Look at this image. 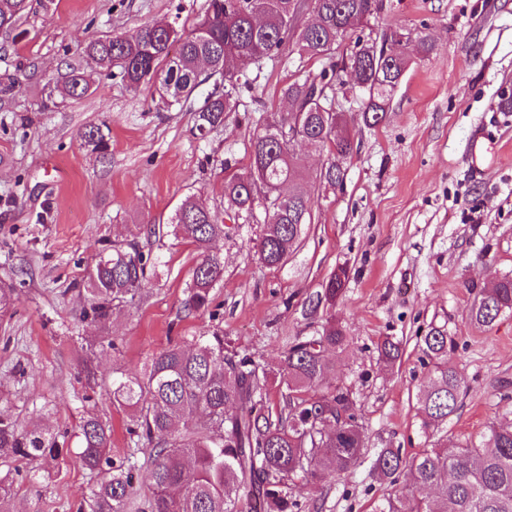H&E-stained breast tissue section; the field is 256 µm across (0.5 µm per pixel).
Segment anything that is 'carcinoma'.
<instances>
[{"instance_id":"1","label":"carcinoma","mask_w":512,"mask_h":512,"mask_svg":"<svg viewBox=\"0 0 512 512\" xmlns=\"http://www.w3.org/2000/svg\"><path fill=\"white\" fill-rule=\"evenodd\" d=\"M310 19L297 18L302 0H208L205 14L178 29L171 53L164 23H145L131 34L94 37L80 47L90 67L115 70L127 87L143 86L172 108L188 101L212 80L214 90L195 110L200 137L224 126V114L237 112L247 70L256 61L293 53L325 63L317 74L298 72L283 87L290 110L261 125L246 146L249 169L224 179L222 196L233 221L258 224L260 260L283 264L311 223V198L294 152L296 140L319 145L329 158L320 178L343 184V163L354 151L338 112L319 110L323 93H334L336 72H343L361 99L366 124H378L406 67V43L392 32L381 42L353 37L379 9L378 0H311ZM30 0H0V31L17 29ZM67 95L81 98L91 88V74L69 66L63 76ZM82 140L99 154L109 144L102 128L92 126ZM165 234L193 244L198 257L185 305L205 311L213 288L224 279V259L210 246L226 235L205 205L186 197L169 224H146L124 239L105 241L87 267L80 316L103 323L116 308L136 305L148 283L160 275L139 235ZM512 311V276L484 289L471 311L483 326ZM348 345L343 330L329 321L310 336H297L284 352L281 383L283 406L267 405L265 372L255 354L241 352L218 334L202 333L188 345L171 344L155 354L134 376L112 379V404L126 409L134 447L151 448L147 480L151 494L137 512H302L293 496L298 475L323 469L348 473L364 459L365 434L359 407L346 388H322L336 366L328 350ZM380 359L393 364L400 344L385 338ZM431 360V382L418 394L421 430L430 447L408 457L400 448L380 449L374 472L392 483L403 476L412 486L407 495H390L378 512H512V424L490 425L480 443L450 445L435 438L457 408L463 378L448 363V336L433 329L422 338ZM347 416L334 436L309 422ZM79 461L99 477L87 512H127L131 475L125 462L112 460V426L95 413L79 425ZM61 448L39 427L20 429L0 414V467L18 471L34 463L50 473Z\"/></svg>"}]
</instances>
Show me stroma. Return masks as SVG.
<instances>
[{
  "label": "stroma",
  "mask_w": 512,
  "mask_h": 512,
  "mask_svg": "<svg viewBox=\"0 0 512 512\" xmlns=\"http://www.w3.org/2000/svg\"><path fill=\"white\" fill-rule=\"evenodd\" d=\"M205 8L206 0H32L18 36L0 33V75L16 81L0 107V283L14 290L10 313L0 318V413L68 438L58 476L32 466L11 473L10 512L84 508L95 479L76 457L74 433L90 410L112 424L113 459H132L137 500L148 496L144 456L131 452L126 412L104 395L83 400L87 342L99 336L115 341L96 361L98 379L108 380L140 372L169 344L219 333L258 353L268 398L278 407L289 341L335 319L349 346L331 355L334 381L354 393L367 448L410 456L425 446L417 394L430 367L420 340L439 328L453 342L449 362L464 377L442 435L474 442L490 423L512 422V313L488 327L470 317L481 290L512 275V112L501 106L512 95V0H383L359 34L408 35L409 63L378 125H367L348 102V88L337 87L355 146L341 186L319 179L326 151L296 145L313 222L279 267L263 265L254 250L259 225L230 223L222 187L227 173L248 169L244 147L258 118L286 111L280 89L298 65L317 73L322 62L294 55L265 62L242 94L255 108L227 113L223 127L203 138L192 133L194 110L210 85L173 110L106 71L79 100L57 85L90 38L147 22L188 24ZM48 98L54 105L42 110ZM102 124L110 137L103 155L81 138ZM476 138L489 150L480 174L469 160ZM188 195L232 226L215 244L224 281L209 308L185 309L196 252L168 236L151 245L163 266L137 305L114 310L103 324L80 321L76 285L104 241L139 224L168 223ZM342 269L347 278L335 304H319ZM387 336L403 348L391 366L377 351ZM409 490L406 481L378 479L367 462L293 484L304 512H375L391 493Z\"/></svg>",
  "instance_id": "1"
}]
</instances>
